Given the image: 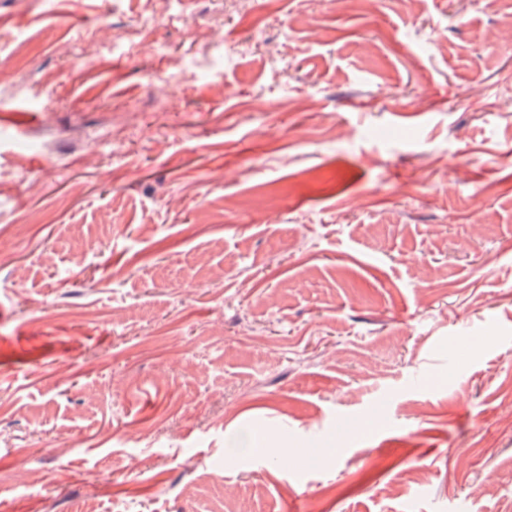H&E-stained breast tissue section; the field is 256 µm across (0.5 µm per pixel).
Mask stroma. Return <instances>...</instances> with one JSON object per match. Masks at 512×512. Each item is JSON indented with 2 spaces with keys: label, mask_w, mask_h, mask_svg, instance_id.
Segmentation results:
<instances>
[{
  "label": "stroma",
  "mask_w": 512,
  "mask_h": 512,
  "mask_svg": "<svg viewBox=\"0 0 512 512\" xmlns=\"http://www.w3.org/2000/svg\"><path fill=\"white\" fill-rule=\"evenodd\" d=\"M465 4L0 0V512H502L512 0Z\"/></svg>",
  "instance_id": "35a3bbf8"
}]
</instances>
